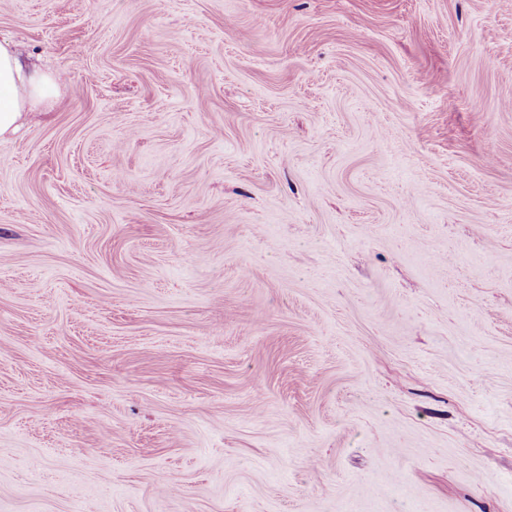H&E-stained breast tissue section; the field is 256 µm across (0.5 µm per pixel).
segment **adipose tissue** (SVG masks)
Wrapping results in <instances>:
<instances>
[{
  "label": "adipose tissue",
  "mask_w": 512,
  "mask_h": 512,
  "mask_svg": "<svg viewBox=\"0 0 512 512\" xmlns=\"http://www.w3.org/2000/svg\"><path fill=\"white\" fill-rule=\"evenodd\" d=\"M48 74L25 68L10 41H0V137L14 134L23 117L52 97Z\"/></svg>",
  "instance_id": "ef3b65f1"
}]
</instances>
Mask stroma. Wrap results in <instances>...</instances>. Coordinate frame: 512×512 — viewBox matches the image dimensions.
<instances>
[{
  "label": "stroma",
  "mask_w": 512,
  "mask_h": 512,
  "mask_svg": "<svg viewBox=\"0 0 512 512\" xmlns=\"http://www.w3.org/2000/svg\"><path fill=\"white\" fill-rule=\"evenodd\" d=\"M0 512H512V0H0ZM53 93L48 74L25 68L11 42L0 41V138L14 134L23 117Z\"/></svg>",
  "instance_id": "35a3bbf8"
}]
</instances>
